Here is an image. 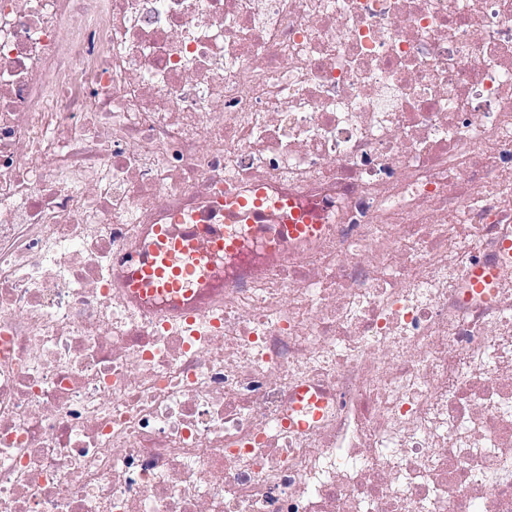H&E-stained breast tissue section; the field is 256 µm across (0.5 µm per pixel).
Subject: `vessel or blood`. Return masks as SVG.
<instances>
[{"label": "vessel or blood", "instance_id": "b4317fda", "mask_svg": "<svg viewBox=\"0 0 512 512\" xmlns=\"http://www.w3.org/2000/svg\"><path fill=\"white\" fill-rule=\"evenodd\" d=\"M224 218L232 220L241 210H248L252 221L249 240L228 241L221 225L207 227L205 242H198L195 228H187L180 237H173L159 229L149 247L135 260L134 266L123 278L138 298H164L174 296L183 283L194 277L211 260L227 259L237 267L248 266L256 256L262 242L270 237L280 240L297 239L315 233L303 212H294L290 223L268 224L263 213L251 209L242 197L224 199Z\"/></svg>", "mask_w": 512, "mask_h": 512}]
</instances>
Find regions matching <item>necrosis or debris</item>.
Wrapping results in <instances>:
<instances>
[{
	"instance_id": "4bbe7bcc",
	"label": "necrosis or debris",
	"mask_w": 512,
	"mask_h": 512,
	"mask_svg": "<svg viewBox=\"0 0 512 512\" xmlns=\"http://www.w3.org/2000/svg\"><path fill=\"white\" fill-rule=\"evenodd\" d=\"M511 227L512 0H0V512H512ZM255 207L247 210L252 221V235L247 241L224 239L220 224H208L205 247L197 240L195 227H189L178 238L169 235L158 225L149 247L134 260L135 265L123 274L128 288L136 298L173 297L182 284L194 277L213 259L226 258L237 267L248 266L257 255L262 242L269 237L281 241L309 237L317 231L316 224H308L307 216L293 212L290 224H264V214Z\"/></svg>"
}]
</instances>
